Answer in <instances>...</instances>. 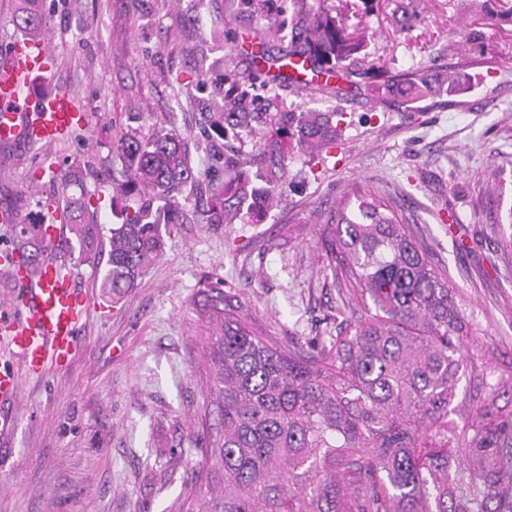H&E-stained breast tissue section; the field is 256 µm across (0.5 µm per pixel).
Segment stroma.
Returning <instances> with one entry per match:
<instances>
[{
	"label": "stroma",
	"instance_id": "1",
	"mask_svg": "<svg viewBox=\"0 0 512 512\" xmlns=\"http://www.w3.org/2000/svg\"><path fill=\"white\" fill-rule=\"evenodd\" d=\"M364 31L366 66L393 74L456 68L459 89L409 104L376 94L368 77L347 94L310 93L255 78L247 33L288 23L286 0H42L39 34L55 65L38 89L74 95L86 128L45 147L36 175L26 142L0 144V207L22 223L48 220L44 201L73 166L110 228L115 147L126 133L173 130L197 179L180 195L164 254L121 303L100 284L107 254L86 260L69 232L48 244L92 308L70 362L24 377L0 404V512H177L201 458L194 429L204 401L196 302L210 284L235 295L248 322L281 346L328 343L351 317L324 244L336 202L353 186L389 198L430 259L458 288L490 369L512 361V253L497 247L512 202V22L479 15L475 0H348ZM297 112H345L350 125L327 161L296 151L282 202L263 223L212 226L201 210L214 158L255 151V137H208L201 113L224 109L225 71ZM498 171L504 197L489 194Z\"/></svg>",
	"mask_w": 512,
	"mask_h": 512
}]
</instances>
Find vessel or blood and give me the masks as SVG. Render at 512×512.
I'll return each mask as SVG.
<instances>
[{
	"instance_id": "vessel-or-blood-1",
	"label": "vessel or blood",
	"mask_w": 512,
	"mask_h": 512,
	"mask_svg": "<svg viewBox=\"0 0 512 512\" xmlns=\"http://www.w3.org/2000/svg\"><path fill=\"white\" fill-rule=\"evenodd\" d=\"M9 56L10 65L0 68V143H16L31 129L51 146L86 124V113L78 110L70 95L34 90L35 78L49 70L44 43L17 41ZM17 281V301L24 312L0 315V349L39 376L70 357L90 300L79 295L66 267L51 255L18 275Z\"/></svg>"
}]
</instances>
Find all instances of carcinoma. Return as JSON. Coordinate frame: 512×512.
I'll use <instances>...</instances> for the list:
<instances>
[{"label": "carcinoma", "instance_id": "obj_1", "mask_svg": "<svg viewBox=\"0 0 512 512\" xmlns=\"http://www.w3.org/2000/svg\"><path fill=\"white\" fill-rule=\"evenodd\" d=\"M289 3L288 48L261 57L291 69L310 64L317 81L302 88L349 81L365 39L348 33L342 12ZM16 23L38 33L39 0H21ZM224 84L229 109L202 119L221 140L251 132L258 152L224 165L204 222L259 224L288 177L290 151L330 153L345 113L291 112L276 95L254 112L236 74L224 73ZM383 86L412 101L454 91V77L425 68L386 75ZM116 155L121 222L109 229L101 283L114 303L164 253L163 230L179 220L174 199L196 181L181 140L163 129L126 135ZM84 181V168L69 171L53 220L68 227L72 249L92 259L102 235ZM353 196L337 207L326 244L352 284L350 334L329 348L298 341L286 351L252 328L223 289L211 287L197 305L206 406L182 512H512V408L497 404L512 398V363L496 374L482 358L460 354L477 338L457 289L388 204L370 191ZM14 235L20 263L33 266L47 228L17 224ZM464 404L463 423L448 419Z\"/></svg>", "mask_w": 512, "mask_h": 512}]
</instances>
